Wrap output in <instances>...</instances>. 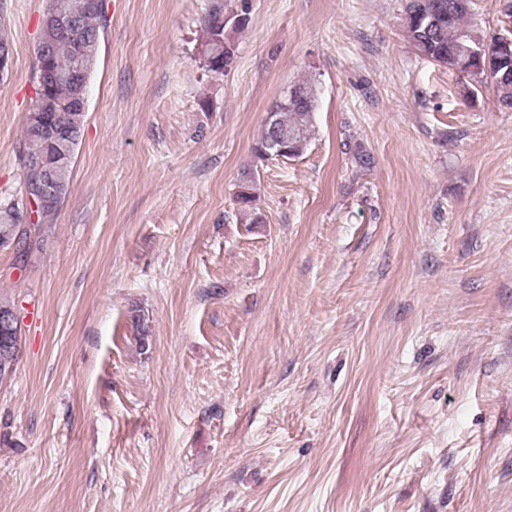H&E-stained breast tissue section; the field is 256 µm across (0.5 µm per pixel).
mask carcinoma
Masks as SVG:
<instances>
[{
  "label": "carcinoma",
  "instance_id": "cac0c4a2",
  "mask_svg": "<svg viewBox=\"0 0 512 512\" xmlns=\"http://www.w3.org/2000/svg\"><path fill=\"white\" fill-rule=\"evenodd\" d=\"M106 21V11L84 16L83 26L88 38L85 54L97 58L100 32ZM206 32V67L215 72V65L233 62L235 43L224 23V0H212L204 20ZM404 36L422 57L437 62L467 78L466 96L473 98L483 89L493 91L497 102L512 109V44L504 45L506 36H485L474 21L472 0H405L403 17ZM41 40L53 44V62L58 77L44 96L67 101L76 93L66 76L77 65L71 46L60 40L55 30L41 28ZM318 88L315 80L305 79L289 88L288 93L272 109L276 130L264 125L254 154L261 162L301 156L311 140L313 115L318 106ZM85 113L67 112L70 133L45 151L54 159L53 176L57 178L56 193L43 199L39 221L20 224L14 204L0 207V247L13 245L19 257H26L33 247L43 242L44 221L55 214L69 191L73 177V162L79 144ZM41 134L35 125L26 123L24 139L19 151L21 170L29 171V153L39 145ZM258 170L243 173L236 193L238 211L250 224L265 223L264 215L255 206Z\"/></svg>",
  "mask_w": 512,
  "mask_h": 512
}]
</instances>
